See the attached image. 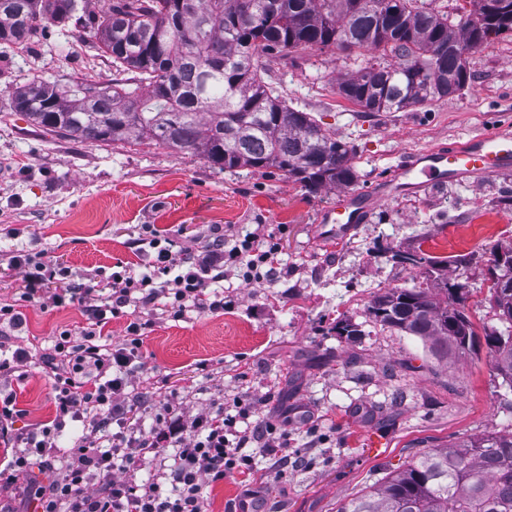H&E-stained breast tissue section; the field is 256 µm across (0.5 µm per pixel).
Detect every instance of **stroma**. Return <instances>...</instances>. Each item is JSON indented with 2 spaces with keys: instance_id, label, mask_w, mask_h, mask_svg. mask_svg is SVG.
Listing matches in <instances>:
<instances>
[{
  "instance_id": "obj_1",
  "label": "stroma",
  "mask_w": 512,
  "mask_h": 512,
  "mask_svg": "<svg viewBox=\"0 0 512 512\" xmlns=\"http://www.w3.org/2000/svg\"><path fill=\"white\" fill-rule=\"evenodd\" d=\"M93 42L52 26L26 50L0 45V303L23 285L22 270L9 266L22 249L44 252L83 281L119 260L147 264L136 244L147 226L192 247L214 232L233 238L259 224L278 233L288 259L279 277L264 284L225 277L223 312L177 318L160 305L136 309L149 323L138 395L150 397L163 377L190 415L237 397L252 398L256 417L274 424L287 410L312 414L289 423L288 462L251 444L253 469L209 483L205 512H229L248 484L264 489L265 512H337L426 451L512 433V388L483 340L506 325L482 303L492 253L512 243V173L380 202L331 244L318 219L336 188L311 193L273 168L222 170L154 143L57 137L10 112L12 90L33 74L109 78ZM258 62L289 106L348 143L359 190L413 150L512 122V33L470 52L474 81L464 91L400 112H367L338 94L358 69L340 50L273 51ZM417 248L442 261L439 277L464 288L478 335L472 352L437 358L418 337L368 314L378 290L433 287L420 269L392 259ZM23 315V328L0 341L38 354L62 329L87 325L77 305H30ZM347 324L352 334L342 333ZM0 393L15 399V431L55 417L53 380L38 366L21 378L0 375Z\"/></svg>"
}]
</instances>
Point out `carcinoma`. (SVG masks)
<instances>
[{
	"label": "carcinoma",
	"mask_w": 512,
	"mask_h": 512,
	"mask_svg": "<svg viewBox=\"0 0 512 512\" xmlns=\"http://www.w3.org/2000/svg\"><path fill=\"white\" fill-rule=\"evenodd\" d=\"M0 0V44L24 50L37 32L70 20L94 33L114 78L73 76L61 85L33 77L10 110L43 131L104 144L152 141L221 169L275 168L314 193L356 180L352 149L308 112L289 107L265 77L258 52L309 48L373 51L338 92L367 112H398L464 90L473 74L461 60L512 31V0H476L458 16L419 0ZM413 268L426 253L396 252ZM490 307L512 327V267L498 271ZM442 280L436 289L391 288L368 307L375 322L429 344L435 355L472 350L476 333L456 308L465 301ZM446 293L440 300L439 293ZM494 368L512 387V342L488 334ZM338 512H512V433L488 434L421 455Z\"/></svg>",
	"instance_id": "1"
}]
</instances>
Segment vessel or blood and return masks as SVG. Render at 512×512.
I'll return each mask as SVG.
<instances>
[{"mask_svg":"<svg viewBox=\"0 0 512 512\" xmlns=\"http://www.w3.org/2000/svg\"><path fill=\"white\" fill-rule=\"evenodd\" d=\"M512 170V128L501 126L470 137L460 145L422 149L393 165L390 177L366 191L345 190L319 217L329 240H343L364 223L383 200L419 194L441 184L478 181Z\"/></svg>","mask_w":512,"mask_h":512,"instance_id":"1","label":"vessel or blood"}]
</instances>
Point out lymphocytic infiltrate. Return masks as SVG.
<instances>
[{"label": "lymphocytic infiltrate", "instance_id": "f902f5d3", "mask_svg": "<svg viewBox=\"0 0 512 512\" xmlns=\"http://www.w3.org/2000/svg\"><path fill=\"white\" fill-rule=\"evenodd\" d=\"M141 248L156 250L147 272L122 266L107 283L72 281L66 268L44 260L41 253L19 252L13 268L25 273V286L12 303L0 305V325L20 330L22 307L43 290H51L53 307L81 305L89 327L80 335L61 331L51 352L38 356L24 348L0 359V373L38 362L51 370L55 383L56 414L51 424L29 433L10 432L14 413L11 397L0 398V441L14 447L0 485L39 501L42 512H204V478L222 480L252 467L245 449L262 440L265 452L285 457L288 435L277 426L252 418L253 403L237 399L232 408L217 406L192 419L185 418L174 391L152 398L155 427L144 430L135 422L141 408L129 392L143 369L142 337L146 328L132 318L121 342L107 344L96 331L123 316L131 301L149 306L165 300L174 316L220 313L224 294L218 285L225 272H236L248 283H264L284 265L279 239L257 232L209 241L196 252L172 250L154 230L138 240ZM82 425L67 460L55 467L49 486L35 487L24 478L34 463L52 466L58 454L56 438L68 423ZM159 469L152 482L137 483L135 474L145 460Z\"/></svg>", "mask_w": 512, "mask_h": 512}]
</instances>
